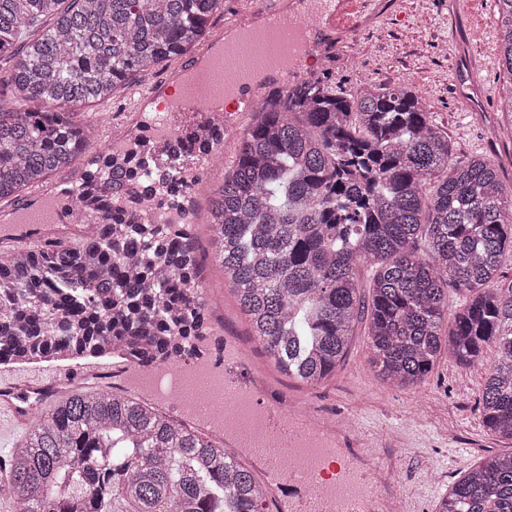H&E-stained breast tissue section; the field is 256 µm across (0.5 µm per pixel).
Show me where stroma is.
Segmentation results:
<instances>
[{
  "label": "stroma",
  "mask_w": 512,
  "mask_h": 512,
  "mask_svg": "<svg viewBox=\"0 0 512 512\" xmlns=\"http://www.w3.org/2000/svg\"><path fill=\"white\" fill-rule=\"evenodd\" d=\"M449 0H398L377 27L359 33L351 47L303 65V79L326 76L349 93L370 83L408 85L426 99L433 124L448 138L453 160L486 156L512 186V133L504 128L496 0H467L453 16ZM137 85L110 101L82 108L95 130L93 145L106 146V127L123 119ZM213 322H224L253 361L267 359L251 336L234 293L216 266L204 272ZM367 325H356L348 352L335 372L313 386L271 373L274 388L300 392L325 417L349 418L378 445V459L394 472L407 512H436L438 502L487 452H508L512 442L486 433L478 410L480 368L441 357L429 376L411 388L387 385L368 362Z\"/></svg>",
  "instance_id": "obj_1"
}]
</instances>
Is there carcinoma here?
Masks as SVG:
<instances>
[{
	"mask_svg": "<svg viewBox=\"0 0 512 512\" xmlns=\"http://www.w3.org/2000/svg\"><path fill=\"white\" fill-rule=\"evenodd\" d=\"M69 6H63V3ZM499 61L512 118V0H497ZM224 0H0V200L47 180L91 145L75 107L101 103L186 54ZM37 104L30 109L28 105ZM244 132L207 210L211 255L252 336L302 384L343 361L368 328L377 376L423 382L443 353L484 368L488 434L512 441V187L482 156L448 163L421 95L407 86L338 94L319 80L275 90ZM170 146L160 170L140 143L89 166L79 197L100 215L72 244L0 256V365L75 358L145 372L211 335L204 270L181 203L178 160L210 141ZM375 268L369 296L358 268ZM460 300L448 324V289ZM496 358L484 365V347ZM224 446L142 399L78 391L49 406L0 458L13 512H267L253 473ZM438 512H512V452L485 457Z\"/></svg>",
	"mask_w": 512,
	"mask_h": 512,
	"instance_id": "carcinoma-1",
	"label": "carcinoma"
}]
</instances>
